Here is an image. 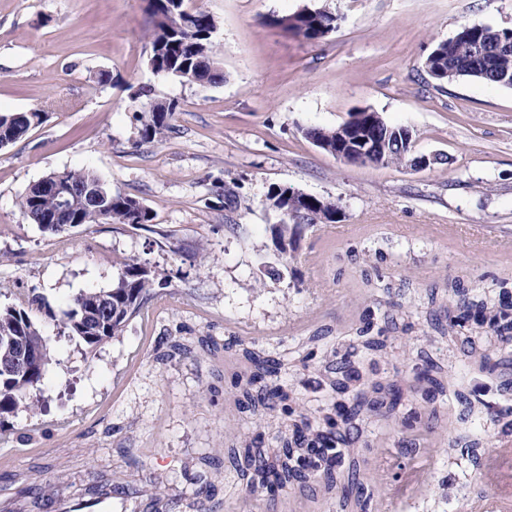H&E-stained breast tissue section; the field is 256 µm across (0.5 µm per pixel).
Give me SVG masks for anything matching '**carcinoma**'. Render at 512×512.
I'll list each match as a JSON object with an SVG mask.
<instances>
[{"label":"carcinoma","mask_w":512,"mask_h":512,"mask_svg":"<svg viewBox=\"0 0 512 512\" xmlns=\"http://www.w3.org/2000/svg\"><path fill=\"white\" fill-rule=\"evenodd\" d=\"M166 0L149 11L151 65L155 72L188 79L193 75L205 84H216L224 80L217 65V46L212 32L217 28L212 14L199 7L192 9L185 0H179L183 19L172 18ZM336 12L319 7L304 8L296 15L295 22L281 27L278 15L267 18V24L283 28L286 33L317 41L326 36V26ZM512 44V28L463 25L450 39L438 43L424 60L427 74L442 82L450 77H438V71H452L455 77H471L499 86L495 75L505 74L512 78V48H498L500 39ZM174 107L158 103L140 115L141 138L144 141L160 140L171 131ZM45 113L32 109L27 112L0 113V139L14 143L31 129L42 124ZM308 138L322 150L336 152V129L310 128ZM373 141L379 146L375 154L383 165H401L414 162L412 141L405 129L386 122L376 126ZM57 177L71 189L81 194L92 190L99 197L97 205L103 210L101 218L90 217L74 220L72 215L57 216L55 224L45 222L46 217L56 216L54 196L45 192L43 184ZM287 188L274 187L268 200L274 202L276 210L282 212L281 222L275 225L277 250L285 254L295 245L300 224L288 217V213L299 214L323 212L327 222L333 223V215L340 209L338 202L314 196L303 199L286 196ZM22 211L44 231L56 232L57 225L86 222L123 224L133 229H145L154 220V215L138 198L114 192L98 176L83 170H69L49 174L33 185L20 199ZM158 270L135 259L119 263L118 279L110 288L86 291L76 295L73 308L67 313V328L71 336L82 341L92 351L103 341L119 335L130 320L146 317L147 303L152 297ZM446 308L447 325L438 328L440 335L451 343L465 338L470 345L487 340L512 342V283L503 280L499 290L486 292L480 284L452 281L448 289ZM37 299L24 292L15 294L14 302L0 307V420L24 410L36 414V405L31 393L38 390L50 361V349L43 337L41 327L30 315ZM194 343L204 352L216 356L229 348V343L220 344L211 336H199ZM242 357L250 364L252 372L239 389V405L242 411L260 417L271 409V402L288 403V428L277 437V447L265 452L251 443L231 448L227 453L229 466L246 480V489L251 492H274L287 486L304 488L320 479L325 488H336L342 477H347L344 487L343 509H348L349 500L355 508L365 509L370 495L359 480L360 468L353 439L349 431H340L342 425L353 416L364 411L376 414L387 408L393 414L402 398L403 388L397 383L387 387L372 385V392L358 391L354 403L345 401L353 383L362 380L357 370L347 360L336 362L334 377L327 380V399L317 414L310 416L304 404L293 392H287L277 384L278 363L262 357L251 350H243ZM470 358L477 368L493 374L501 360L486 353L471 349ZM426 373L416 378V383L427 387L425 398L444 389L439 378L441 366L425 358ZM331 456L336 466H327L322 474L315 475L311 462L315 458Z\"/></svg>","instance_id":"carcinoma-1"}]
</instances>
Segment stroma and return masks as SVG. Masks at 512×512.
<instances>
[{
	"label": "stroma",
	"mask_w": 512,
	"mask_h": 512,
	"mask_svg": "<svg viewBox=\"0 0 512 512\" xmlns=\"http://www.w3.org/2000/svg\"><path fill=\"white\" fill-rule=\"evenodd\" d=\"M217 21L223 82L200 85L148 66L146 0H0V113L46 112L45 121L0 149V305L19 291L38 296L34 317L52 349L36 415L5 421L0 501L12 512H58L94 477L113 485L96 512H195L209 486L212 512H340V491L321 484L276 495L246 492L235 473L203 465L253 438L271 448L288 418L239 412L234 373L175 336L239 337L271 355L279 379L307 410L325 392V355L352 351L363 325L385 342L363 373L414 379L419 351L443 363L476 403L512 408V365L489 375L431 328L430 293L448 279L497 289L512 260L492 249L512 239V88L463 77L432 79L423 62L465 24L512 27V0H194ZM326 6L338 28L318 41L267 26L270 15ZM173 104L172 129L140 136V113ZM368 109L410 128L429 167L345 163L317 147L309 128H334ZM87 170L148 206L151 230L84 224L55 234L22 212L27 188L52 172ZM291 187L338 200L336 238L301 225L293 255L275 244L279 215L267 195ZM237 196L224 202L225 188ZM161 273L154 291L169 307L132 321L87 350L69 336L75 295L111 287L117 260ZM278 276H271V269ZM452 389L434 402L401 401L390 421L362 414L350 424L372 497L384 512L373 462L428 464L430 486L398 512H470L481 469L461 460L457 441L487 458L503 433L494 414L459 422ZM31 475L40 507L16 495Z\"/></svg>",
	"instance_id": "obj_1"
}]
</instances>
